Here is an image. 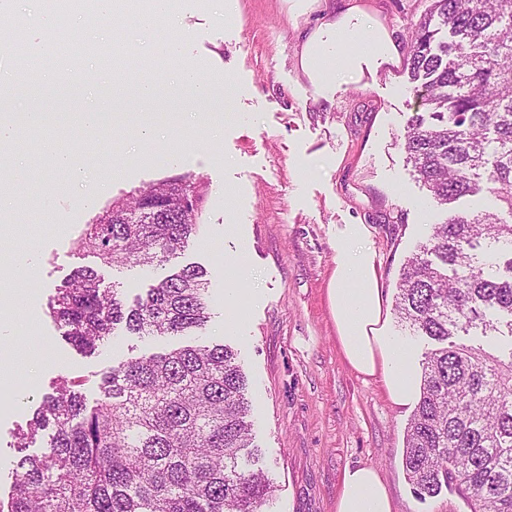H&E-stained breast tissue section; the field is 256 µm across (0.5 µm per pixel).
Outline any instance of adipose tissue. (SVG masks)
Listing matches in <instances>:
<instances>
[{
  "label": "adipose tissue",
  "instance_id": "obj_1",
  "mask_svg": "<svg viewBox=\"0 0 512 512\" xmlns=\"http://www.w3.org/2000/svg\"><path fill=\"white\" fill-rule=\"evenodd\" d=\"M396 45L382 24L370 25L359 6L351 5L335 20L321 23L302 45L300 66L322 97L334 90L327 77L333 66L354 70L393 65ZM336 286L331 291L336 329L348 365L363 376H381L390 400L406 405L419 395L420 372L405 344L384 333L381 293L369 253L336 250ZM336 512H392L379 470L371 465L346 469L336 497Z\"/></svg>",
  "mask_w": 512,
  "mask_h": 512
}]
</instances>
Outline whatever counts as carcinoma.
<instances>
[{
    "mask_svg": "<svg viewBox=\"0 0 512 512\" xmlns=\"http://www.w3.org/2000/svg\"><path fill=\"white\" fill-rule=\"evenodd\" d=\"M96 49L57 40L72 70ZM409 75L424 113L402 147L442 205L482 189L495 212H455L430 225L401 269L395 312L410 335L436 343L421 360V392L402 461L415 492L453 487L470 512H512V0H432L412 25ZM197 183L166 180L84 225L79 249L112 267L163 264L199 231ZM50 317L91 354L118 328L139 337L190 336L210 321L207 270L185 266L128 305L98 272L78 267L56 289ZM508 338L495 354L454 338ZM84 381L60 375L26 428L0 512H260L275 487L254 458L247 380L225 343H186L130 357L103 374L87 405ZM50 432L51 452L26 453Z\"/></svg>",
    "mask_w": 512,
    "mask_h": 512,
    "instance_id": "1",
    "label": "carcinoma"
}]
</instances>
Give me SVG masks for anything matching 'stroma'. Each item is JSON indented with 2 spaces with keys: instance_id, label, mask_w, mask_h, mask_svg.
Returning <instances> with one entry per match:
<instances>
[{
  "instance_id": "stroma-1",
  "label": "stroma",
  "mask_w": 512,
  "mask_h": 512,
  "mask_svg": "<svg viewBox=\"0 0 512 512\" xmlns=\"http://www.w3.org/2000/svg\"><path fill=\"white\" fill-rule=\"evenodd\" d=\"M176 0L174 28L140 27L135 0L90 25L69 27L71 39L93 46L70 77L68 93L37 89L20 97L14 112L78 113L83 82L94 73L101 85L99 110L115 113L109 142L99 131L70 136L52 130L57 144L79 153L90 178L112 179L95 203L70 186L37 147L40 134L25 139V172L15 152L0 156V190L21 202L0 213V244L17 252V229L34 243L28 273L0 263V290L10 302L0 308V369L32 370L24 396L0 388V494L7 492L19 459L14 433L26 426L51 381L67 374L85 380L87 404L99 397L102 373L129 357L182 345L122 334L90 357L60 341L62 329L48 315V302L70 272L96 268L104 287L119 285L127 299L185 265L205 267L212 318L205 340H225L240 354L249 381L251 420L261 455L258 466L276 488L267 512H336L345 469H379L393 512H470L466 500L445 488L418 497L402 464L404 429L413 406L392 403L380 377H363L344 359L328 288L336 248L349 225L365 233L359 249L375 258L386 326L402 330L394 313L400 269L425 241L429 225L445 210L418 184L401 143L418 101L405 65L340 80L325 100L303 73L299 55L307 35L335 17L342 0ZM368 16L383 22L400 54H407L411 22L431 0H358ZM179 52L168 57L169 39ZM122 45L126 86L110 93L114 72L97 49ZM192 65L212 86L202 103L165 98L143 109L132 97L141 78L174 79ZM154 122L160 137L145 146L138 123ZM180 177L200 186V231L169 262L153 267L114 268L79 254L83 225L113 200L149 185ZM235 269L238 280L226 272ZM242 289L243 307L225 303L227 288ZM232 331H225L226 322Z\"/></svg>"
}]
</instances>
